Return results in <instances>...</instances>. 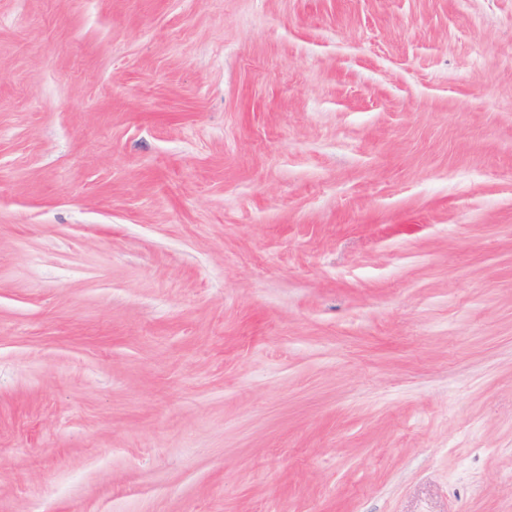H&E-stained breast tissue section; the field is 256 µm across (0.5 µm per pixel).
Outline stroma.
Listing matches in <instances>:
<instances>
[{"label": "stroma", "mask_w": 512, "mask_h": 512, "mask_svg": "<svg viewBox=\"0 0 512 512\" xmlns=\"http://www.w3.org/2000/svg\"><path fill=\"white\" fill-rule=\"evenodd\" d=\"M0 512H512V0H0Z\"/></svg>", "instance_id": "1"}]
</instances>
